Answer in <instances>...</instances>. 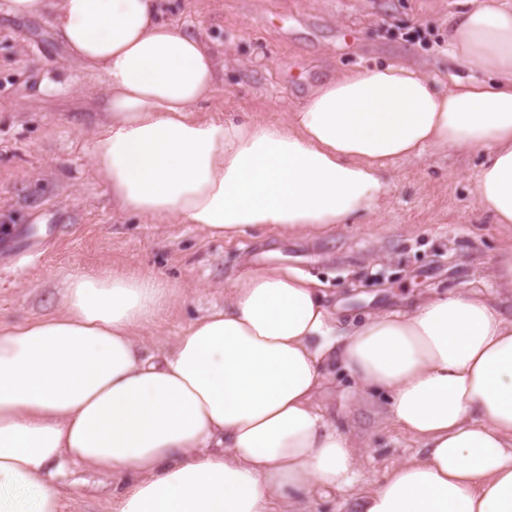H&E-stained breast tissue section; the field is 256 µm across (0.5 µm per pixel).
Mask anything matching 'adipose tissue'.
I'll return each mask as SVG.
<instances>
[{"label":"adipose tissue","instance_id":"ef3b65f1","mask_svg":"<svg viewBox=\"0 0 512 512\" xmlns=\"http://www.w3.org/2000/svg\"><path fill=\"white\" fill-rule=\"evenodd\" d=\"M456 3L448 53L465 76L348 71L281 124L198 118L219 63L161 0H61L51 28L107 77L91 160L123 211L324 236L377 209L395 161L448 147L482 155L476 199L507 226L512 0ZM493 278L345 328L317 282L256 269L157 355L136 332L167 308V281L72 277L62 312L0 330V512H61L76 468L130 478L113 512H306L321 489L349 490V512H512V246ZM335 362L419 445L358 491L350 437L316 404Z\"/></svg>","mask_w":512,"mask_h":512}]
</instances>
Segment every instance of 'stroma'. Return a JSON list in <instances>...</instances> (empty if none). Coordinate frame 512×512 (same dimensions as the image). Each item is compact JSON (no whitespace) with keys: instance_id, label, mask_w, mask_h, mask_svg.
Returning a JSON list of instances; mask_svg holds the SVG:
<instances>
[{"instance_id":"obj_1","label":"stroma","mask_w":512,"mask_h":512,"mask_svg":"<svg viewBox=\"0 0 512 512\" xmlns=\"http://www.w3.org/2000/svg\"><path fill=\"white\" fill-rule=\"evenodd\" d=\"M0 0V227L19 247L42 233L34 264L0 263V327L60 312L70 277L136 270L172 283L158 321L139 330L151 351L171 347L194 320L224 304L249 270L290 268L320 281L343 320L448 290L493 287L496 254L512 227L474 195L479 155L430 148L393 163L379 210L336 233L284 237L266 226L235 237L196 224H160L119 209L88 155L105 124V77L71 60L49 14L18 18ZM454 0H166L224 64L223 83L199 112L280 121L317 85L348 70L401 59L442 77ZM321 399L346 422L357 483L371 486L417 449L388 419V399L363 393L341 364ZM62 512H113L119 482L80 471L60 483Z\"/></svg>"}]
</instances>
